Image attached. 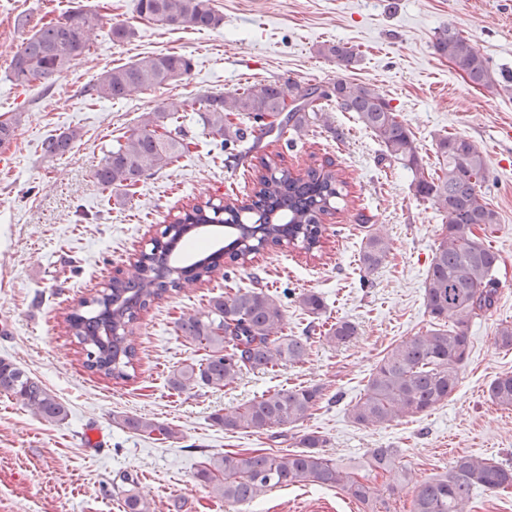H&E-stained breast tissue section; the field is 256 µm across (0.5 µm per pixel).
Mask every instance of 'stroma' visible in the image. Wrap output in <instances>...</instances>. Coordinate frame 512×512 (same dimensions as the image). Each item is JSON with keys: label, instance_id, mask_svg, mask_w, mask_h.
<instances>
[{"label": "stroma", "instance_id": "1", "mask_svg": "<svg viewBox=\"0 0 512 512\" xmlns=\"http://www.w3.org/2000/svg\"><path fill=\"white\" fill-rule=\"evenodd\" d=\"M211 5L223 25L197 31L141 18L135 0H0V121L21 119L7 150L10 161L0 165V358L40 380L70 410L64 423L49 424L0 395V512H123L126 473L154 512H362L340 489L312 482L230 504L194 478L214 454L291 451L287 429L231 433L214 426L211 416L268 391L312 384L323 386L324 399L302 428L327 438L328 455L360 467L371 449H399L411 484L392 474L375 480L390 512H408L414 482L446 473L458 454L512 465V410L493 404L488 394L495 377L512 372V350L495 342L499 324L512 322V0ZM76 7L98 20L89 53L52 80L13 82L10 63L20 44ZM20 16L26 27H18ZM115 24L132 27L135 37L113 45L108 30ZM448 26L488 59L494 86L471 85L435 52L436 33ZM326 44L353 50L354 63L345 69L321 56ZM168 52L191 58L187 78L122 101L90 95L104 70ZM339 77L385 95L428 169L437 167L441 136L478 145L488 161L482 191L499 218L486 233L498 256V301L468 323L470 355L458 391L424 414L383 427L354 423L348 408L386 350L430 325L424 281L443 217L416 196L411 172L386 157L355 113L330 104L310 113L303 135L292 141L266 138L253 149L224 151L191 112L183 124L192 143L188 157L114 198L94 177L115 139L169 100L269 82L325 87ZM71 129L79 137L69 152L43 155L46 137ZM267 156L300 176L330 162L347 180V197L324 219L317 256L269 247L246 267L226 266L212 281L164 295L136 324L134 376L116 381L88 371L75 338L63 329V313L112 277L131 272L148 242L193 201L248 202ZM372 232L387 239L391 251L368 273L358 255ZM255 287L282 300L286 333L310 344L306 361L278 371H246L225 389L173 390V370L202 357L177 335L176 321L207 313L213 297ZM306 291L323 297L322 315L299 306L296 298ZM339 318L356 322L360 334L338 348L325 341L323 326ZM125 414L172 425L179 436L160 440L122 430L112 418ZM92 428L100 431L97 451L85 445Z\"/></svg>", "mask_w": 512, "mask_h": 512}]
</instances>
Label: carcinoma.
Here are the masks:
<instances>
[{
    "label": "carcinoma",
    "instance_id": "cac0c4a2",
    "mask_svg": "<svg viewBox=\"0 0 512 512\" xmlns=\"http://www.w3.org/2000/svg\"><path fill=\"white\" fill-rule=\"evenodd\" d=\"M136 12L147 19L184 29H216L224 23L210 0H136ZM95 18L73 9L25 39L14 54L11 77L19 83L48 80L67 71L89 49V33ZM112 44L120 45L136 35L133 28L114 24ZM434 49L448 58L470 83L491 86L486 58L469 39L448 26L438 31ZM320 53L339 65L350 66L354 53L340 45H326ZM192 60L176 53L147 56L129 65L102 72L91 87L104 100L125 99L132 93L162 87L190 75ZM330 100L344 112L357 114L359 122L384 147L388 157L412 174L415 195L430 201L443 215L441 239L424 282V304L430 327L395 344L369 375L364 393L349 408L354 423L363 426L389 424L397 419L425 413L445 402L459 386L460 370L468 360V320L489 312L497 301L494 272L498 257L485 244L480 232L499 223L497 212L481 194L486 180L487 159L471 140L458 135L438 138L439 170L431 173L422 162L411 131L398 120L390 102L367 84H349L342 79L327 87L290 81L252 85L231 94H210L200 100L167 103L160 112H147L140 125L124 139L116 140L105 154L94 177L105 189L132 187L142 177L162 170L190 153L180 113L200 112L203 131L220 147L241 144L252 138L257 124L261 138L276 141L288 133L301 134L307 113L318 102ZM20 117L0 121V148L8 146ZM79 137L75 130L47 137L44 155H63ZM263 173L254 182L251 203L238 207L210 200L197 202L164 230V240L141 252L136 273L113 278L97 294L79 302L63 317L66 332L73 336L84 356L85 367L101 376L127 380L135 371L137 348L133 325L141 312L164 294L178 292L198 282L213 279L219 260L227 257L240 266L261 250L286 243L314 257L321 249L323 220L334 214L333 203L344 197L347 182L340 171L321 165L307 177H296L273 158L261 159ZM222 224L229 242L189 265H175L169 255L192 226ZM390 245L369 235L361 253L367 272L387 259ZM299 306L318 315L323 298L314 292L300 294ZM284 311L280 301L261 288L240 289L211 300L201 316L176 321V331L189 344L205 351L196 363L174 370L169 384L176 390L221 389L233 385L244 371L273 370L301 363L308 353V340L283 332ZM358 336V325L338 319L324 333L326 342L343 346ZM489 397L498 406L512 410V373L496 377ZM0 393L13 397L35 416L49 424L64 422L68 407L41 381L16 363L0 358ZM324 396L320 385L299 386L265 393L231 410L211 415L215 426L235 432L241 429L295 428L312 415ZM119 427L136 434L176 437L177 431L162 422L142 416L113 417ZM328 440L316 431L296 436L300 451L282 456L235 453L211 456L195 473L197 481L226 502L246 503L276 488L314 482L341 489L349 498L382 512L386 501L376 487L360 479L341 462L325 454ZM396 451L374 448L368 471H399ZM129 485L124 512H152L151 503ZM512 488V467L490 458L462 453L448 473L418 483L410 512H468L472 493Z\"/></svg>",
    "mask_w": 512,
    "mask_h": 512
}]
</instances>
